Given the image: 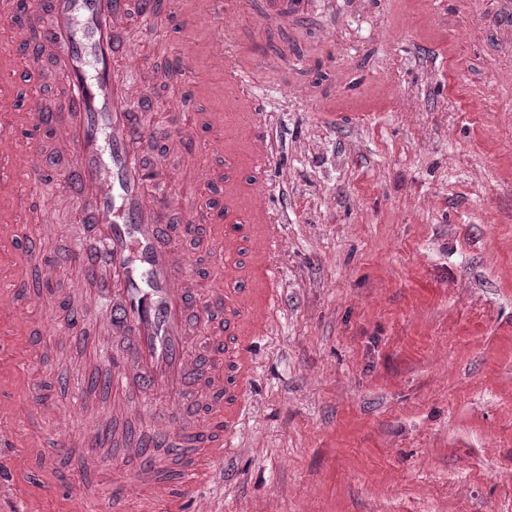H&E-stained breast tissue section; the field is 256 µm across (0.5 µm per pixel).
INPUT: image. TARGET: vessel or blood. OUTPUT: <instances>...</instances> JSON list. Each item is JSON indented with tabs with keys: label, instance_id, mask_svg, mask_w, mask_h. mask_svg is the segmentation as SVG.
Here are the masks:
<instances>
[{
	"label": "vessel or blood",
	"instance_id": "obj_1",
	"mask_svg": "<svg viewBox=\"0 0 512 512\" xmlns=\"http://www.w3.org/2000/svg\"><path fill=\"white\" fill-rule=\"evenodd\" d=\"M241 0H0V21L25 13L19 41L37 38L50 47L68 79V93L55 110L40 101L19 107L13 82L14 51L0 50V467L14 472L11 498L26 512H53L64 494L70 512H84L85 495L39 469L49 449L71 447L75 435L46 433L35 414L39 388L24 369L38 349L32 310L17 288L29 278L48 283L55 268L38 263L33 238L21 217L41 186L63 176L77 188L80 214L71 254L95 282L85 307L102 306L99 343L120 339L108 387L114 394L138 392L137 415H150L153 438L185 455L176 476L160 467L142 468L135 481L143 493L135 512H182V501L204 482L224 451L233 447L244 407L224 389L226 377L247 388L256 373L250 347L265 335L276 311L280 286L275 256L281 223L268 200L246 191L241 178L270 163V136L252 91V73L237 52L224 19ZM162 27L191 28L210 21L207 45L188 40L178 52L173 76L190 93L206 91L224 100L228 112L200 113L196 123L161 134L142 119L141 100L129 92L146 68L142 52L124 40L132 12ZM67 135L72 163L58 172L39 135ZM223 163L218 192L223 206L195 223L193 206L168 172L148 163L142 148L157 144L162 155L187 143ZM185 212L188 234L209 244L206 262L223 265L236 282L232 300L222 289L186 288L196 270L178 246L179 235L164 217Z\"/></svg>",
	"mask_w": 512,
	"mask_h": 512
}]
</instances>
